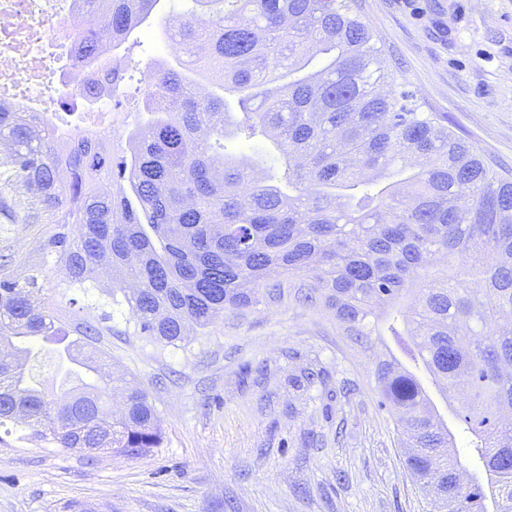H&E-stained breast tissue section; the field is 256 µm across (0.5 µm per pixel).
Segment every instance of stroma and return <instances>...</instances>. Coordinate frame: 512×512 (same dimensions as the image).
I'll return each mask as SVG.
<instances>
[{
  "instance_id": "1",
  "label": "stroma",
  "mask_w": 512,
  "mask_h": 512,
  "mask_svg": "<svg viewBox=\"0 0 512 512\" xmlns=\"http://www.w3.org/2000/svg\"><path fill=\"white\" fill-rule=\"evenodd\" d=\"M398 85L501 174L512 176V0H360ZM180 0H162L135 32L130 77L173 61L163 36ZM113 157L144 121L143 99L117 93ZM49 218L0 224L17 278L40 273V299L90 344L113 376L144 389L162 444L129 458L64 451L18 424L0 427V512H432L405 463L395 414L378 406L374 370L390 338L352 347L334 314L279 299L224 312L174 347L104 319L94 298L60 287Z\"/></svg>"
}]
</instances>
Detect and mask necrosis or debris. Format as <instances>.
Listing matches in <instances>:
<instances>
[{
    "mask_svg": "<svg viewBox=\"0 0 512 512\" xmlns=\"http://www.w3.org/2000/svg\"><path fill=\"white\" fill-rule=\"evenodd\" d=\"M74 0H0V104L36 112L77 138L112 139L109 94L71 123L64 98L92 85L94 74L72 67V32L79 22Z\"/></svg>",
    "mask_w": 512,
    "mask_h": 512,
    "instance_id": "4bbe7bcc",
    "label": "necrosis or debris"
}]
</instances>
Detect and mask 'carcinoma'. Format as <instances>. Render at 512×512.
Wrapping results in <instances>:
<instances>
[{"label": "carcinoma", "instance_id": "cac0c4a2", "mask_svg": "<svg viewBox=\"0 0 512 512\" xmlns=\"http://www.w3.org/2000/svg\"><path fill=\"white\" fill-rule=\"evenodd\" d=\"M109 15L103 35L79 27L75 64L101 67L160 0H77ZM167 38L205 55L153 64L146 120L129 154L92 139L76 146L30 112L0 107V224L47 213L65 288H98L99 270L133 288L108 292L127 329L176 346L223 311L243 315L279 279L317 270L298 302L330 309L352 345L388 336L449 390L467 387L455 415L486 483L459 481L448 429L415 374L394 355L377 364L378 405L399 413L406 459L440 512H512V180L494 171L394 75L358 0H183ZM207 75L204 95L192 79ZM229 93L239 111L233 112ZM269 142L262 161L225 151ZM483 284L481 293L469 281ZM39 274L0 273V426L48 429L62 450L138 457L162 444L148 394L129 386L115 418L102 356L41 305ZM53 366L47 394L43 365Z\"/></svg>", "mask_w": 512, "mask_h": 512}]
</instances>
